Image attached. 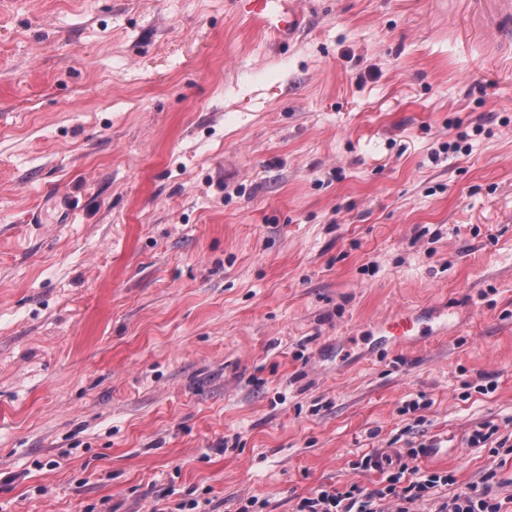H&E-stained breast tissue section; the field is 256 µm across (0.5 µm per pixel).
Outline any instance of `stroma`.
Here are the masks:
<instances>
[{"instance_id":"obj_1","label":"stroma","mask_w":512,"mask_h":512,"mask_svg":"<svg viewBox=\"0 0 512 512\" xmlns=\"http://www.w3.org/2000/svg\"><path fill=\"white\" fill-rule=\"evenodd\" d=\"M299 7L0 0V512H295L412 448L450 482L410 512H512L468 441L512 436V48L465 0ZM232 5L240 18L261 24L279 40H290L298 32L300 15L291 1L233 0ZM448 332V310L431 314L419 311L397 312L376 323L372 335L379 336L375 341L390 347L408 345L431 334ZM487 495L457 494L440 506L438 512H499L497 504Z\"/></svg>"}]
</instances>
